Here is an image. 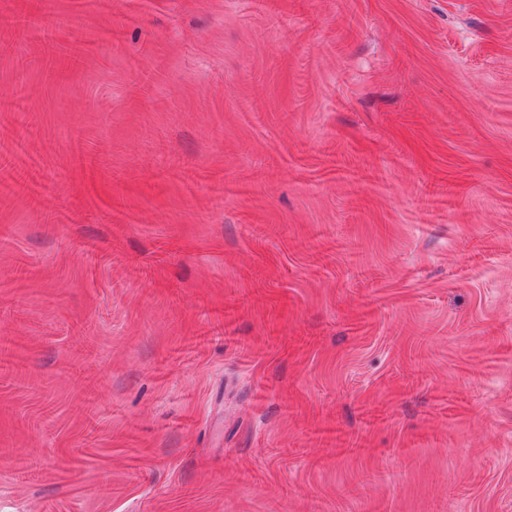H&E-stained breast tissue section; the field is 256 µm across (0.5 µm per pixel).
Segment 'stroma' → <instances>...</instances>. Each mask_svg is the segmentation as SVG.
I'll return each mask as SVG.
<instances>
[{
	"mask_svg": "<svg viewBox=\"0 0 512 512\" xmlns=\"http://www.w3.org/2000/svg\"><path fill=\"white\" fill-rule=\"evenodd\" d=\"M0 512H512V0H0Z\"/></svg>",
	"mask_w": 512,
	"mask_h": 512,
	"instance_id": "stroma-1",
	"label": "stroma"
}]
</instances>
